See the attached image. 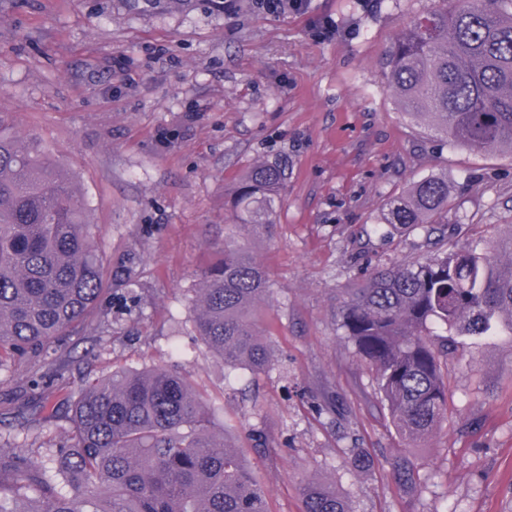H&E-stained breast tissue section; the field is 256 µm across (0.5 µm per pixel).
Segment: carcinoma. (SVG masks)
Listing matches in <instances>:
<instances>
[{
    "label": "carcinoma",
    "instance_id": "carcinoma-1",
    "mask_svg": "<svg viewBox=\"0 0 512 512\" xmlns=\"http://www.w3.org/2000/svg\"><path fill=\"white\" fill-rule=\"evenodd\" d=\"M145 11L196 0H126ZM289 0H251L288 12ZM504 0H438L393 43L384 75L406 113L472 150L512 148V12ZM288 161L255 162L234 203L243 226L272 224ZM448 181L428 177L387 203L389 224L438 231ZM70 172L35 140L20 142L0 113V367L75 330L107 292L136 300L137 265L112 278ZM191 317L224 368L272 367L258 311L268 272L224 240L201 274ZM340 328L371 368L380 403L401 436L426 440L448 418V358L512 336V231L485 245H454L408 265L378 268L345 290ZM443 328L445 334L436 332ZM71 426L46 460L21 467L0 451V512H267L266 496L204 396L163 367L120 369L72 395ZM400 487L420 484L406 457ZM305 512H350L322 481L303 488Z\"/></svg>",
    "mask_w": 512,
    "mask_h": 512
}]
</instances>
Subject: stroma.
Listing matches in <instances>:
<instances>
[{
  "label": "stroma",
  "instance_id": "1",
  "mask_svg": "<svg viewBox=\"0 0 512 512\" xmlns=\"http://www.w3.org/2000/svg\"><path fill=\"white\" fill-rule=\"evenodd\" d=\"M433 0H304L288 13L242 0L139 12L121 0H0V113L72 170L111 266L134 256L137 302L104 298L76 332L0 368V448L36 460L69 428L67 397L115 369L160 366L215 400L217 419L266 491L268 512H304L303 485L332 483L351 512H512V337L448 366L453 413L404 440L374 407L369 366L339 326L346 288L427 257L422 230L385 205L447 178L448 241L512 226V150L452 146L410 122L380 62ZM291 175L274 224L230 223L258 160ZM232 235L275 283L259 324L273 367L224 363L188 316L202 270ZM50 386L45 405L31 397ZM369 466L357 467L355 449ZM418 490L389 476L396 456ZM390 476L400 487L413 489L420 484V474L417 467L407 458L400 457L391 463Z\"/></svg>",
  "mask_w": 512,
  "mask_h": 512
}]
</instances>
